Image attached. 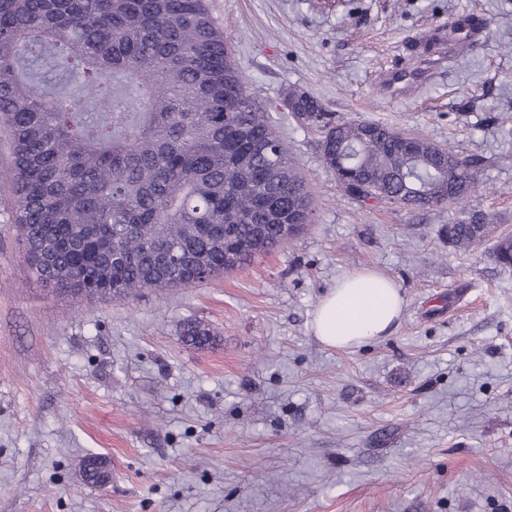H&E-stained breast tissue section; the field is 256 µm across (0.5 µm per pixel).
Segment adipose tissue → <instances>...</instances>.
Returning a JSON list of instances; mask_svg holds the SVG:
<instances>
[{
  "mask_svg": "<svg viewBox=\"0 0 512 512\" xmlns=\"http://www.w3.org/2000/svg\"><path fill=\"white\" fill-rule=\"evenodd\" d=\"M402 297L388 278L360 271L338 281L318 302L311 327L326 347L345 349L390 335Z\"/></svg>",
  "mask_w": 512,
  "mask_h": 512,
  "instance_id": "adipose-tissue-1",
  "label": "adipose tissue"
}]
</instances>
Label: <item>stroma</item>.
I'll list each match as a JSON object with an SVG mask.
<instances>
[{
  "label": "stroma",
  "instance_id": "1",
  "mask_svg": "<svg viewBox=\"0 0 512 512\" xmlns=\"http://www.w3.org/2000/svg\"><path fill=\"white\" fill-rule=\"evenodd\" d=\"M257 105L312 197L298 235L193 288L122 300L51 294L31 272L0 165V512H512V269L493 241L449 247L456 206L361 203L322 135L283 106L420 133L484 164L470 206L512 234V0H208ZM482 16L466 55L423 36ZM427 50L393 95L381 73ZM398 286L395 330L334 349L311 329L336 282ZM213 329L185 345L184 319ZM112 480L85 485L84 457ZM181 338L186 345L202 350L214 344L216 335L205 323L197 319H185L181 324Z\"/></svg>",
  "mask_w": 512,
  "mask_h": 512
}]
</instances>
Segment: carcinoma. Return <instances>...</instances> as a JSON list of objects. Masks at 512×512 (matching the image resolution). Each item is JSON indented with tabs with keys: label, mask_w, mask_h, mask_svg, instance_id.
<instances>
[{
	"label": "carcinoma",
	"mask_w": 512,
	"mask_h": 512,
	"mask_svg": "<svg viewBox=\"0 0 512 512\" xmlns=\"http://www.w3.org/2000/svg\"><path fill=\"white\" fill-rule=\"evenodd\" d=\"M286 97L323 134L322 157L366 203L427 210L466 252L494 217L467 209L479 160L360 119H335L310 94ZM0 162L31 271L62 295L122 300L190 288L288 243L312 202L288 144L260 111L207 0H0ZM495 262L512 268V235ZM197 350L216 335L186 319ZM110 462L90 456L100 486Z\"/></svg>",
	"instance_id": "obj_1"
}]
</instances>
